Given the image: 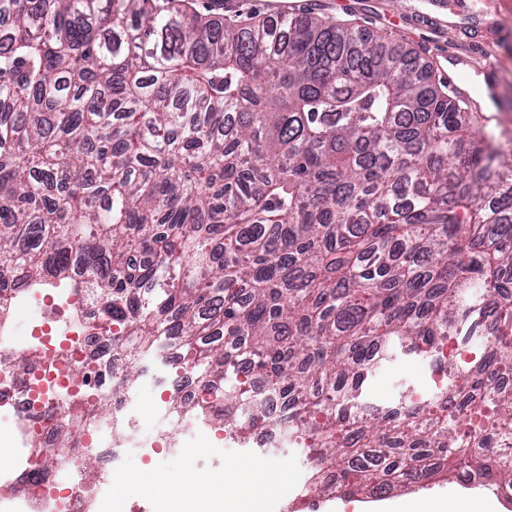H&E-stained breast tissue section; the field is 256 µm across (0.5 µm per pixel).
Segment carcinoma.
Listing matches in <instances>:
<instances>
[{
    "label": "carcinoma",
    "instance_id": "1",
    "mask_svg": "<svg viewBox=\"0 0 512 512\" xmlns=\"http://www.w3.org/2000/svg\"><path fill=\"white\" fill-rule=\"evenodd\" d=\"M0 292L87 270L130 368L175 341L245 441L308 435L306 491L440 473L512 500V360L362 408L393 356L512 336V157L413 49L316 16L226 23L154 0H0ZM260 376L283 408L270 412Z\"/></svg>",
    "mask_w": 512,
    "mask_h": 512
}]
</instances>
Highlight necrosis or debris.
<instances>
[{"label": "necrosis or debris", "mask_w": 512, "mask_h": 512, "mask_svg": "<svg viewBox=\"0 0 512 512\" xmlns=\"http://www.w3.org/2000/svg\"><path fill=\"white\" fill-rule=\"evenodd\" d=\"M38 306L26 348L0 337V430L11 442V460L0 470V500L21 498L25 512H92L131 459L158 462L174 456L175 441L158 434L137 436L139 418L130 406L119 410L126 423L116 432L111 420H90V388L101 375L123 373L127 357L108 336L92 335L100 300L91 292L57 302L37 292L6 290L0 309L13 317L19 302ZM79 436L66 468H43L63 435Z\"/></svg>", "instance_id": "1"}]
</instances>
